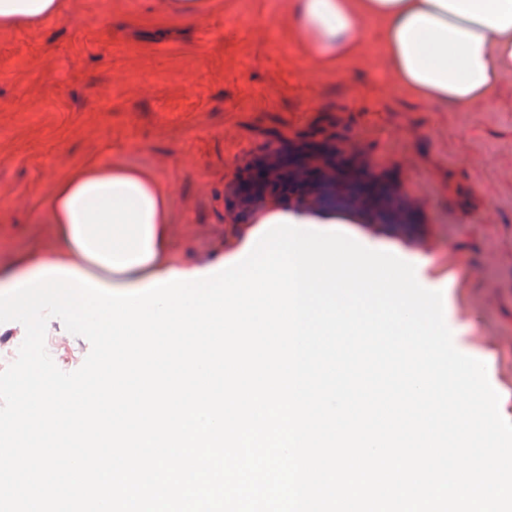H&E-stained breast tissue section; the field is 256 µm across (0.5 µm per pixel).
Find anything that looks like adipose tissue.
<instances>
[{"instance_id": "1", "label": "adipose tissue", "mask_w": 512, "mask_h": 512, "mask_svg": "<svg viewBox=\"0 0 512 512\" xmlns=\"http://www.w3.org/2000/svg\"><path fill=\"white\" fill-rule=\"evenodd\" d=\"M290 34L308 69L345 84L351 71L363 86L378 85L368 60L371 20L383 24L379 59L405 102L428 101L456 112L508 103L512 77V0H291ZM64 10V0H0V29L39 26ZM50 230L29 250L0 260V290L44 268H66L105 288H143L170 273L207 271L204 262L179 264L169 190L147 168L88 158L53 179L45 198ZM278 216L305 223L298 211L270 200L253 223L242 224L225 258L241 254L256 228Z\"/></svg>"}]
</instances>
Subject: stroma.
Here are the masks:
<instances>
[{
  "label": "stroma",
  "mask_w": 512,
  "mask_h": 512,
  "mask_svg": "<svg viewBox=\"0 0 512 512\" xmlns=\"http://www.w3.org/2000/svg\"><path fill=\"white\" fill-rule=\"evenodd\" d=\"M237 4L207 0L193 19L161 0H67L40 27L0 31V255L43 241L51 179L94 154L149 167L176 189L182 223L199 227L181 256L246 223L252 199L332 214L385 251L426 257L425 278L447 279L457 348L492 353L488 378L512 420V108L441 112L364 93L357 74L336 85L276 55L266 32L290 20L268 0H250L253 27H227ZM399 120L415 131L411 172L388 158ZM325 128L359 135L355 196L334 193L345 173L324 150ZM287 146L303 150L302 177L275 192L259 165ZM464 213L492 223H461ZM442 238L461 244L453 266ZM468 282L477 288L466 296Z\"/></svg>",
  "instance_id": "stroma-1"
}]
</instances>
